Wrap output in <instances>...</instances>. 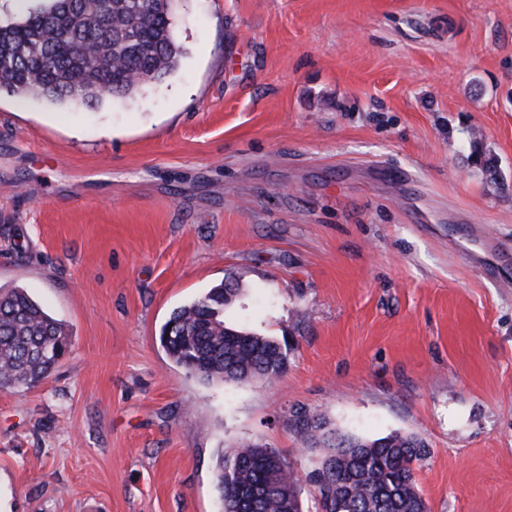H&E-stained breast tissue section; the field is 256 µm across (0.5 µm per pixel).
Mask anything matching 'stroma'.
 Returning a JSON list of instances; mask_svg holds the SVG:
<instances>
[{
	"label": "stroma",
	"mask_w": 512,
	"mask_h": 512,
	"mask_svg": "<svg viewBox=\"0 0 512 512\" xmlns=\"http://www.w3.org/2000/svg\"><path fill=\"white\" fill-rule=\"evenodd\" d=\"M175 25L135 102L0 93V286L70 339L0 389V512H222L245 444L316 512L304 413L424 440L429 512H512V0H182ZM229 278L275 381L159 341Z\"/></svg>",
	"instance_id": "1"
}]
</instances>
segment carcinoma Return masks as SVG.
<instances>
[{"mask_svg":"<svg viewBox=\"0 0 512 512\" xmlns=\"http://www.w3.org/2000/svg\"><path fill=\"white\" fill-rule=\"evenodd\" d=\"M179 0H39L19 20L0 21V91L65 109L131 100L169 77L183 49L174 25ZM239 293L222 283L174 310L160 341L170 358L203 381L274 380L288 357L272 337L224 322ZM69 342L64 325L25 289L0 287V389L45 379ZM304 445L322 448L309 475L319 512H427L415 480L425 442L392 433L340 435L301 415ZM299 477L274 448L244 445L217 459L224 512H303Z\"/></svg>","mask_w":512,"mask_h":512,"instance_id":"carcinoma-1","label":"carcinoma"}]
</instances>
